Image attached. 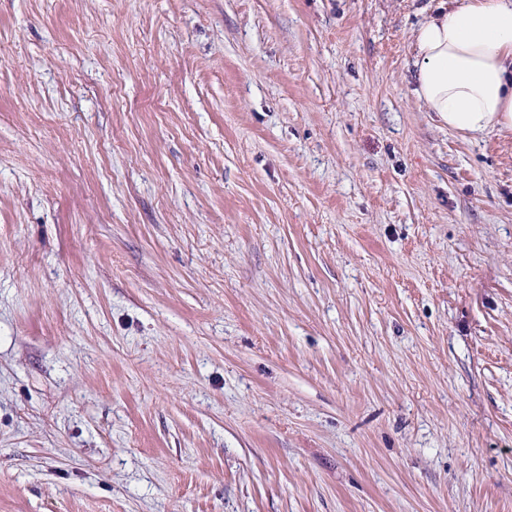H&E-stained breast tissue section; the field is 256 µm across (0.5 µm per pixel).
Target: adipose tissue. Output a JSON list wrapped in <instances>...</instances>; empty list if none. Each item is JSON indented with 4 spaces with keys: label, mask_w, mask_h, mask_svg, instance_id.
<instances>
[{
    "label": "adipose tissue",
    "mask_w": 512,
    "mask_h": 512,
    "mask_svg": "<svg viewBox=\"0 0 512 512\" xmlns=\"http://www.w3.org/2000/svg\"><path fill=\"white\" fill-rule=\"evenodd\" d=\"M412 39L413 93L442 125L512 130V0H449Z\"/></svg>",
    "instance_id": "1"
}]
</instances>
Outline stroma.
Masks as SVG:
<instances>
[{"instance_id":"obj_1","label":"stroma","mask_w":512,"mask_h":512,"mask_svg":"<svg viewBox=\"0 0 512 512\" xmlns=\"http://www.w3.org/2000/svg\"><path fill=\"white\" fill-rule=\"evenodd\" d=\"M439 0H0V512H512V131ZM448 1L412 33V91L452 131L512 130V1Z\"/></svg>"}]
</instances>
